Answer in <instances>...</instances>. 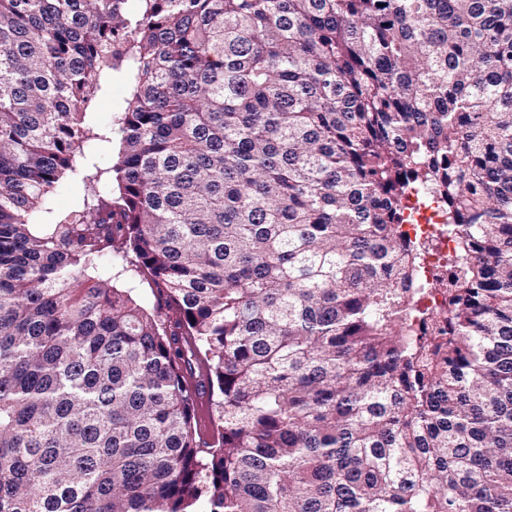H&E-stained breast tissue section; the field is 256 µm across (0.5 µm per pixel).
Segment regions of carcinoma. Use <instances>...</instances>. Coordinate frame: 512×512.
Here are the masks:
<instances>
[{"instance_id": "carcinoma-1", "label": "carcinoma", "mask_w": 512, "mask_h": 512, "mask_svg": "<svg viewBox=\"0 0 512 512\" xmlns=\"http://www.w3.org/2000/svg\"><path fill=\"white\" fill-rule=\"evenodd\" d=\"M0 512H512V0H0ZM129 93V86L120 77L112 78L105 92L93 104L92 112L88 114L89 120L95 125H104L109 121L113 112H119L125 105ZM84 195V185L80 177L69 175L63 179L61 188L52 197L55 210L63 211L78 206ZM402 218L404 230L411 238L417 236L433 248L434 255L420 276L421 285L428 289L422 304L447 310L448 289L436 283L435 277L443 274L444 282L448 284V261L442 256H448V252H453L457 247L455 237L448 234V207L445 209L439 197L429 188L418 185L403 199Z\"/></svg>"}]
</instances>
